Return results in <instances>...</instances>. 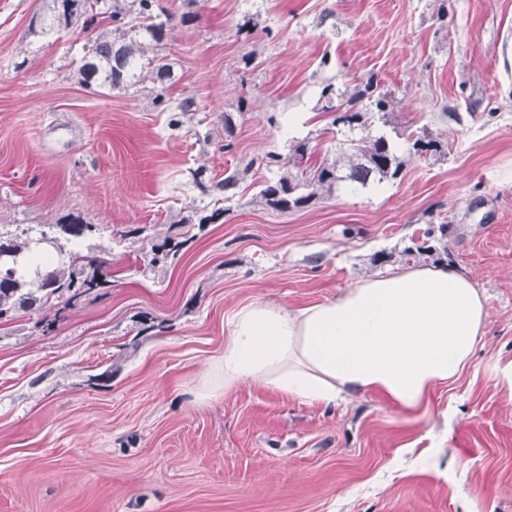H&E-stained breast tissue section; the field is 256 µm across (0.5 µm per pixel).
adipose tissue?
<instances>
[{
  "instance_id": "ef3b65f1",
  "label": "adipose tissue",
  "mask_w": 512,
  "mask_h": 512,
  "mask_svg": "<svg viewBox=\"0 0 512 512\" xmlns=\"http://www.w3.org/2000/svg\"><path fill=\"white\" fill-rule=\"evenodd\" d=\"M487 317V295L453 264L370 277L304 307L253 302L233 316L197 400L260 383L306 404L379 391L418 410L469 367Z\"/></svg>"
}]
</instances>
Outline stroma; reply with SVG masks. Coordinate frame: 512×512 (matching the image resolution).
<instances>
[{"mask_svg":"<svg viewBox=\"0 0 512 512\" xmlns=\"http://www.w3.org/2000/svg\"><path fill=\"white\" fill-rule=\"evenodd\" d=\"M161 4L163 109L148 81L85 87L97 27L45 36L52 0H0V232L73 215L96 227L86 251L112 255L107 294L0 321V512H512V0ZM371 75L394 106L370 134L440 152L300 211L253 202L262 158L294 139L335 159L321 91ZM205 204L224 215L147 268ZM432 222L489 308L471 367L427 408L256 383L196 402L240 307L314 304L404 267ZM195 235L190 236L185 240L175 242L173 239L167 238L161 244H153L150 248L146 258L148 259L147 266L156 268L161 264H164L168 257H173L179 252L180 248Z\"/></svg>","mask_w":512,"mask_h":512,"instance_id":"1","label":"stroma"}]
</instances>
